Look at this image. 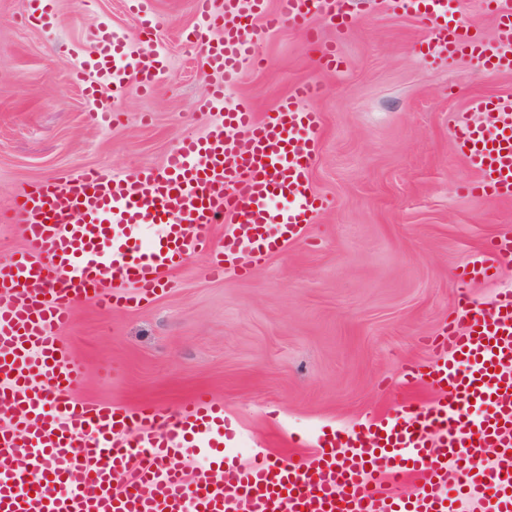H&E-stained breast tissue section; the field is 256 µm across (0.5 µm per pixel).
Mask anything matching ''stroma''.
<instances>
[{"label": "stroma", "instance_id": "35a3bbf8", "mask_svg": "<svg viewBox=\"0 0 512 512\" xmlns=\"http://www.w3.org/2000/svg\"><path fill=\"white\" fill-rule=\"evenodd\" d=\"M150 7L170 70L151 89L130 83L120 121L96 128L71 69L104 21L141 57L125 0H54L45 27L28 22L30 0H0V213L20 187L56 171L158 167L183 138L205 133L199 101L210 79L185 38L194 0ZM319 36L338 40L344 69L318 70L312 44L286 24L263 41L264 67L227 92L262 113L294 84L321 81L312 182L328 205L307 241L245 276L209 277L198 254L135 309L77 305L61 334L85 367L78 397L170 409L207 392L240 448L281 454L290 441L311 444L429 399L425 386L403 388V369L432 363L425 340L456 307L463 264L512 224V201L464 190L450 126L475 98L512 96V74L426 56L425 23L384 0H368L346 36L326 24Z\"/></svg>", "mask_w": 512, "mask_h": 512}]
</instances>
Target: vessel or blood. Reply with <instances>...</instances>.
Returning a JSON list of instances; mask_svg holds the SVG:
<instances>
[{"label":"vessel or blood","instance_id":"1","mask_svg":"<svg viewBox=\"0 0 512 512\" xmlns=\"http://www.w3.org/2000/svg\"><path fill=\"white\" fill-rule=\"evenodd\" d=\"M353 2L278 0L272 12L267 0H194L191 35L215 78L204 108L223 106L245 66L261 65L264 36L285 23L305 30L323 69H340L335 43L320 41L310 22L319 17L345 33L356 19ZM494 2L488 40L460 17L457 0H391L427 22L428 53L511 74L512 0ZM126 3L139 41L152 44L158 17L143 0ZM165 72L128 57L122 38L102 27L75 78L97 99L101 88L117 94L132 80L149 87ZM321 91L312 80L267 112L245 103L225 109L162 167L59 172L16 196L26 247L0 264V512H457L464 500L480 512H512V289L483 305L468 296L491 264L512 265L511 228L464 263L461 313L431 337L427 374L405 373L409 385L424 379L435 399L324 435L309 457L227 459L235 432L213 399L168 413L74 395L84 365L59 330L77 302L128 308L164 291L171 272L196 254L208 253L207 272L220 277L305 239L324 207L311 178L321 116L309 107ZM471 109L496 116L490 126L459 117L451 127L473 193L511 200L512 98H479ZM23 448L30 457L21 458ZM481 448L495 456L473 466ZM202 451L204 462L185 466ZM407 481L413 492L397 494Z\"/></svg>","mask_w":512,"mask_h":512}]
</instances>
